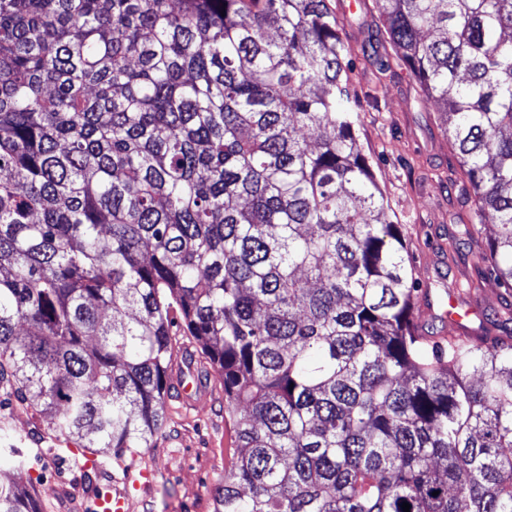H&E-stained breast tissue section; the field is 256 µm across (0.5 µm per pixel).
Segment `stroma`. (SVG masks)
Instances as JSON below:
<instances>
[{
	"mask_svg": "<svg viewBox=\"0 0 512 512\" xmlns=\"http://www.w3.org/2000/svg\"><path fill=\"white\" fill-rule=\"evenodd\" d=\"M343 21V38L350 47V83L359 103L358 143L373 160L376 180L384 194L387 215L403 226L406 254L414 278L430 290L431 306L416 312L425 331L436 336L462 330L499 333L495 313V283L483 295L467 294L475 273L470 264L451 260L484 245V227L464 233L454 200L458 187L453 172L458 162L439 126L432 105L419 96L406 66L392 60L379 74L368 58L390 49L379 28L374 0H330ZM173 378L194 381L207 371L205 405L196 407L170 391L166 400L170 422L137 462L155 472L153 484L133 494L130 512H214L215 492L231 465L235 434L224 415V387L208 372L198 342L190 336L173 339ZM98 467L83 472L72 453L57 447L48 424L35 410L0 407V468L11 471L19 485L35 489L43 512H58L57 500L66 489L92 495L95 486L125 488V464L97 456Z\"/></svg>",
	"mask_w": 512,
	"mask_h": 512,
	"instance_id": "obj_1",
	"label": "stroma"
}]
</instances>
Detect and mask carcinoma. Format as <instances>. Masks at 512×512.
I'll use <instances>...</instances> for the list:
<instances>
[{
  "label": "carcinoma",
  "mask_w": 512,
  "mask_h": 512,
  "mask_svg": "<svg viewBox=\"0 0 512 512\" xmlns=\"http://www.w3.org/2000/svg\"><path fill=\"white\" fill-rule=\"evenodd\" d=\"M375 7L512 323V0ZM341 30L329 0H0V393L124 459L182 331L236 434L215 512H512V329L418 333ZM0 512H39L1 471Z\"/></svg>",
  "instance_id": "1"
}]
</instances>
